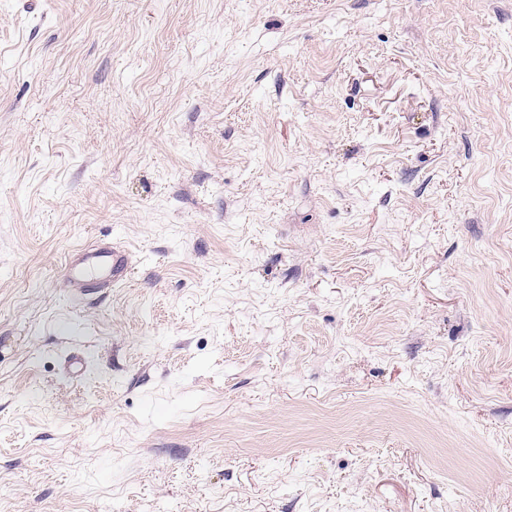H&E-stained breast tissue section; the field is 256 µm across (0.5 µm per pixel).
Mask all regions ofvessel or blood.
<instances>
[{
  "label": "vessel or blood",
  "instance_id": "1",
  "mask_svg": "<svg viewBox=\"0 0 512 512\" xmlns=\"http://www.w3.org/2000/svg\"><path fill=\"white\" fill-rule=\"evenodd\" d=\"M131 269L129 253L118 245L96 244L75 250L62 269V279L75 298L90 291L125 283Z\"/></svg>",
  "mask_w": 512,
  "mask_h": 512
}]
</instances>
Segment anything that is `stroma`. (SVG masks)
Instances as JSON below:
<instances>
[{
	"instance_id": "35a3bbf8",
	"label": "stroma",
	"mask_w": 512,
	"mask_h": 512,
	"mask_svg": "<svg viewBox=\"0 0 512 512\" xmlns=\"http://www.w3.org/2000/svg\"><path fill=\"white\" fill-rule=\"evenodd\" d=\"M117 507L512 512V0H0V512ZM130 254L118 245L85 246L70 255L63 265L62 279L77 299L97 289L124 284L131 269Z\"/></svg>"
}]
</instances>
